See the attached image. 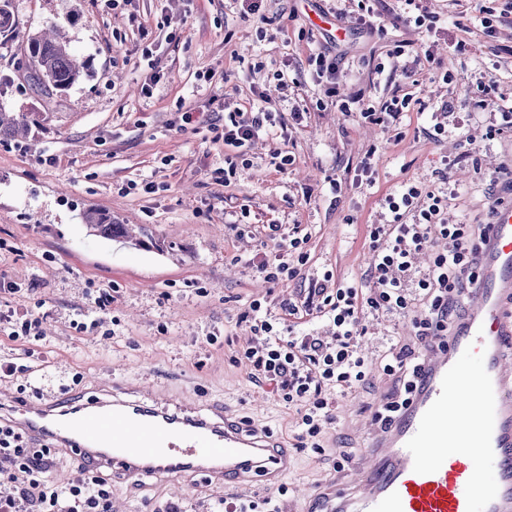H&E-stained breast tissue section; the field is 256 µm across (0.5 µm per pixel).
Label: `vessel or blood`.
Masks as SVG:
<instances>
[{"instance_id":"1","label":"vessel or blood","mask_w":512,"mask_h":512,"mask_svg":"<svg viewBox=\"0 0 512 512\" xmlns=\"http://www.w3.org/2000/svg\"><path fill=\"white\" fill-rule=\"evenodd\" d=\"M477 264L465 320L435 341L392 426L367 430L373 452L354 496L336 490L340 512H512V202L493 203ZM0 423L131 481L188 469L227 485L258 476L275 486L292 468L287 448L223 410L172 409L119 384L89 401L53 394L5 405Z\"/></svg>"}]
</instances>
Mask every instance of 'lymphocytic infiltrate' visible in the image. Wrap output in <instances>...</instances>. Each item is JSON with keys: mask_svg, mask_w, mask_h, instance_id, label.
Wrapping results in <instances>:
<instances>
[{"mask_svg": "<svg viewBox=\"0 0 512 512\" xmlns=\"http://www.w3.org/2000/svg\"><path fill=\"white\" fill-rule=\"evenodd\" d=\"M266 112L232 110L224 117L225 145L244 149L264 133ZM389 221L370 225L372 252L368 285L364 288L328 280H310L303 303L286 301L283 316L262 310L252 301L242 316L251 337L240 349L255 379L268 382L275 395L296 412L297 437L314 440L333 418L340 397L381 375L395 390L375 415L387 426L412 399L430 349V337L449 332L460 320L470 268L487 227L483 224H452L443 212L442 199L414 185L404 186L398 197L387 198ZM267 237L277 252L261 260L257 270L272 284L296 276L297 264L306 263L307 237L287 234L281 225H268ZM442 250H434L435 240ZM433 250L434 257L421 278H413L419 256ZM422 307L410 336L389 347L378 365L364 356L361 343L366 333V313H405ZM316 309L331 333L327 336H293L285 316L300 309ZM49 449L34 448L11 430L0 427V480L13 485L12 494L0 496V512H110L112 490L99 476L79 478L48 487L45 463Z\"/></svg>", "mask_w": 512, "mask_h": 512, "instance_id": "lymphocytic-infiltrate-1", "label": "lymphocytic infiltrate"}]
</instances>
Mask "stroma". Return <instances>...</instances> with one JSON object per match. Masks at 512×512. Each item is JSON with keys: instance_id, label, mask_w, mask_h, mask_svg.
Wrapping results in <instances>:
<instances>
[{"instance_id": "stroma-1", "label": "stroma", "mask_w": 512, "mask_h": 512, "mask_svg": "<svg viewBox=\"0 0 512 512\" xmlns=\"http://www.w3.org/2000/svg\"><path fill=\"white\" fill-rule=\"evenodd\" d=\"M357 4L264 0L256 17L240 0H127L116 9L107 0H13L15 32L0 40V107L40 118L27 139L0 142V318L40 316L43 336L15 341L0 332V360L21 365L8 384L12 405L64 390L93 397L116 382L229 410L291 448L284 512H305L308 491L335 487L364 463L365 428L387 385L377 378L340 398L318 449L298 447L294 409L236 358L250 334L241 316L255 300L279 314L327 273L361 285L367 227L383 223L386 196L403 184L441 196L450 222H490L512 178V130L501 117L512 107V10L505 0H422L427 29L407 21L403 0H376L384 31L370 35L354 24ZM317 14L338 16L348 36L336 40L315 25ZM53 24L90 72L47 99L19 79L16 61L22 34ZM324 50L337 58L340 98L378 108L406 97L408 107L376 125L327 105L308 66ZM419 51L426 61L415 62ZM411 64L414 75L404 76ZM281 70L297 86L280 90ZM447 102L453 114L443 113ZM227 103L245 112L266 106L275 120L242 158L224 147ZM186 110L195 122L181 130ZM277 152L290 159L285 170ZM367 160L368 181L359 177ZM148 181L155 192H144ZM89 209L147 227L151 242L88 235ZM267 224L308 235L295 279L272 284L258 272L276 251ZM105 293L112 303L101 324L75 329ZM413 318L368 316V356L408 335ZM98 474L118 512H159L171 502L217 512L222 499L271 494L259 481L228 491L193 471L136 483L108 467Z\"/></svg>"}]
</instances>
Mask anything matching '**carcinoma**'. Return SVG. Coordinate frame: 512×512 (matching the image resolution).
Wrapping results in <instances>:
<instances>
[{
  "instance_id": "carcinoma-1",
  "label": "carcinoma",
  "mask_w": 512,
  "mask_h": 512,
  "mask_svg": "<svg viewBox=\"0 0 512 512\" xmlns=\"http://www.w3.org/2000/svg\"><path fill=\"white\" fill-rule=\"evenodd\" d=\"M23 45L22 69L32 90L60 93L88 75V60L73 54L67 35L57 25L45 32L27 34ZM33 121L31 112H7L0 108V141L27 137ZM84 221L90 234L105 239L121 237L140 246L144 239L152 238L143 226L138 228V234H133L129 225L116 221L110 212L89 210Z\"/></svg>"
}]
</instances>
